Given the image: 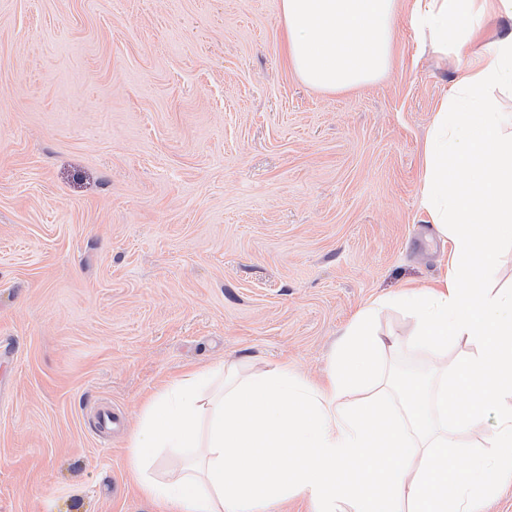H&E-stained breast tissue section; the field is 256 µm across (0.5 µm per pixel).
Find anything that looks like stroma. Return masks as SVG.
Returning a JSON list of instances; mask_svg holds the SVG:
<instances>
[{
	"mask_svg": "<svg viewBox=\"0 0 512 512\" xmlns=\"http://www.w3.org/2000/svg\"><path fill=\"white\" fill-rule=\"evenodd\" d=\"M281 30L279 0H0V512H160L128 448L153 393L236 358L323 382L362 308L434 275L453 72L401 13L389 74L324 94ZM378 327L429 372L404 312Z\"/></svg>",
	"mask_w": 512,
	"mask_h": 512,
	"instance_id": "35a3bbf8",
	"label": "stroma"
}]
</instances>
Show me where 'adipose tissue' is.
Segmentation results:
<instances>
[{"mask_svg": "<svg viewBox=\"0 0 512 512\" xmlns=\"http://www.w3.org/2000/svg\"><path fill=\"white\" fill-rule=\"evenodd\" d=\"M423 49L456 79L424 144L419 204L450 248L419 290L382 298L344 330L326 381L287 366L240 359L186 374L148 403L130 437L141 494L166 512H267L302 495L316 512H482L496 493L487 474L512 480V289L487 283L499 246L512 241V0H280L288 60L311 88L336 93L383 77L401 4ZM414 322L410 345L428 376L392 388L383 354L398 338L376 323L388 310ZM471 352L448 369L449 341ZM496 415L490 453L454 474L449 449ZM182 452L163 474V449Z\"/></svg>", "mask_w": 512, "mask_h": 512, "instance_id": "adipose-tissue-1", "label": "adipose tissue"}]
</instances>
